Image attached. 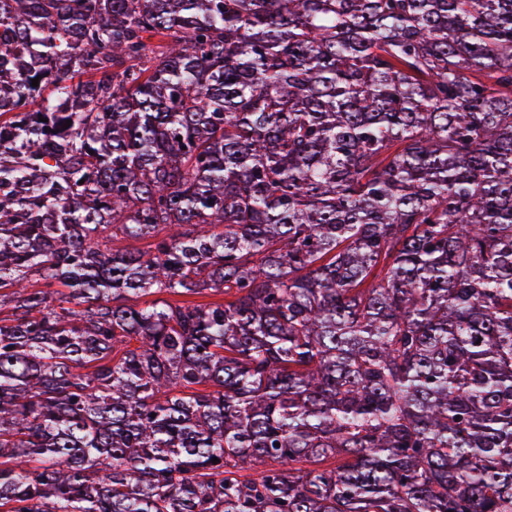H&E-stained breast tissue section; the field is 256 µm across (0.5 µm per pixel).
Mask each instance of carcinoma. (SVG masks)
Segmentation results:
<instances>
[{
    "instance_id": "cac0c4a2",
    "label": "carcinoma",
    "mask_w": 512,
    "mask_h": 512,
    "mask_svg": "<svg viewBox=\"0 0 512 512\" xmlns=\"http://www.w3.org/2000/svg\"><path fill=\"white\" fill-rule=\"evenodd\" d=\"M0 512H512V0H0Z\"/></svg>"
}]
</instances>
